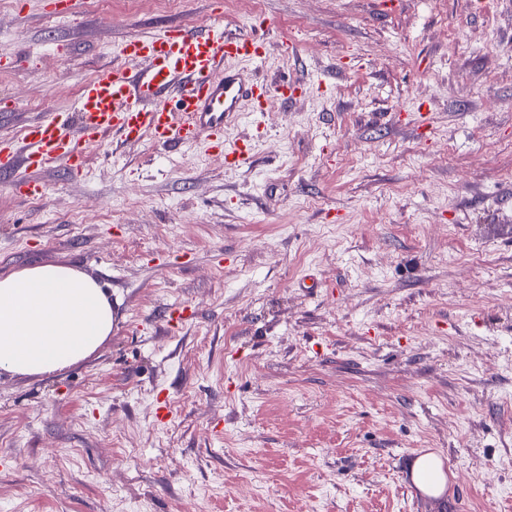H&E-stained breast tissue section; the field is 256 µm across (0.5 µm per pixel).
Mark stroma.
Returning <instances> with one entry per match:
<instances>
[{
  "label": "stroma",
  "mask_w": 512,
  "mask_h": 512,
  "mask_svg": "<svg viewBox=\"0 0 512 512\" xmlns=\"http://www.w3.org/2000/svg\"><path fill=\"white\" fill-rule=\"evenodd\" d=\"M214 9L291 88L242 104L251 164L146 137L38 198L0 176V274L76 267L116 313L0 373V512H512V0H0V140ZM410 474L414 486L424 494L437 498L446 489L442 462L434 454L417 456L411 463Z\"/></svg>",
  "instance_id": "obj_1"
}]
</instances>
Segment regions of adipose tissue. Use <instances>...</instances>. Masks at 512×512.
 I'll return each instance as SVG.
<instances>
[{"instance_id":"obj_1","label":"adipose tissue","mask_w":512,"mask_h":512,"mask_svg":"<svg viewBox=\"0 0 512 512\" xmlns=\"http://www.w3.org/2000/svg\"><path fill=\"white\" fill-rule=\"evenodd\" d=\"M112 303L98 282L56 263L0 275V372L45 375L89 358L111 336ZM410 474L424 494L440 497L441 460L417 456Z\"/></svg>"}]
</instances>
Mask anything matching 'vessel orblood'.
<instances>
[{
    "label": "vessel or blood",
    "instance_id": "obj_1",
    "mask_svg": "<svg viewBox=\"0 0 512 512\" xmlns=\"http://www.w3.org/2000/svg\"><path fill=\"white\" fill-rule=\"evenodd\" d=\"M263 55V39L226 36L216 27L191 31L169 27L150 36H132L120 49L122 61L102 67L81 90L70 119L49 118L28 125L23 146L0 142V174L14 179L18 192L39 197L44 185L33 172L65 162L82 169L88 147L104 134L126 144L150 137L158 146L178 148L206 140L240 164L251 163L248 150L224 141V126L242 102L286 97L287 88L244 83L232 60ZM175 103H168V94Z\"/></svg>",
    "mask_w": 512,
    "mask_h": 512
}]
</instances>
